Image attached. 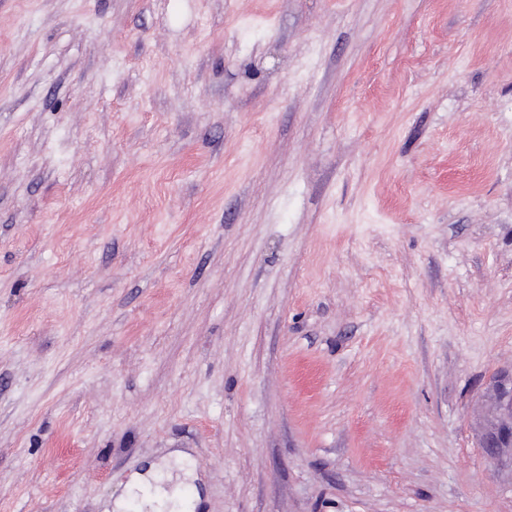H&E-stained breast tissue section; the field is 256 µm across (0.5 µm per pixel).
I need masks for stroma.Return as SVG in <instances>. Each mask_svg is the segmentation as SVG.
<instances>
[{
    "label": "stroma",
    "instance_id": "35a3bbf8",
    "mask_svg": "<svg viewBox=\"0 0 512 512\" xmlns=\"http://www.w3.org/2000/svg\"><path fill=\"white\" fill-rule=\"evenodd\" d=\"M512 0H0V512H512ZM481 403L479 447L498 471L512 474V370L502 371L489 381Z\"/></svg>",
    "mask_w": 512,
    "mask_h": 512
}]
</instances>
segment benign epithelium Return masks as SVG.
<instances>
[{"label":"benign epithelium","instance_id":"obj_1","mask_svg":"<svg viewBox=\"0 0 512 512\" xmlns=\"http://www.w3.org/2000/svg\"><path fill=\"white\" fill-rule=\"evenodd\" d=\"M479 447L499 471L512 473V370L495 375L481 396Z\"/></svg>","mask_w":512,"mask_h":512}]
</instances>
